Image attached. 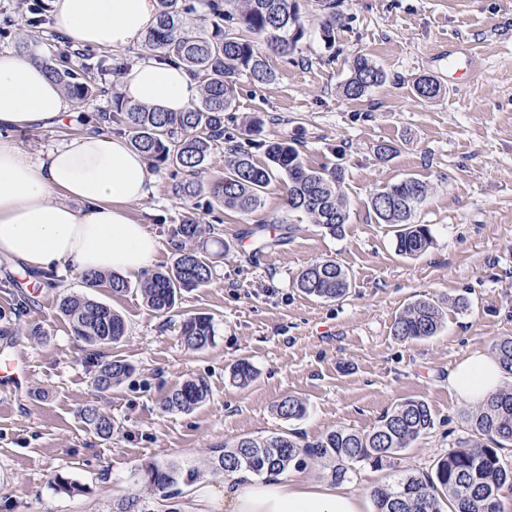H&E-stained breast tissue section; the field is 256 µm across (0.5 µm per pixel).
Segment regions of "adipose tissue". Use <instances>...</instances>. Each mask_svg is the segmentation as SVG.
<instances>
[{"label":"adipose tissue","instance_id":"obj_1","mask_svg":"<svg viewBox=\"0 0 512 512\" xmlns=\"http://www.w3.org/2000/svg\"><path fill=\"white\" fill-rule=\"evenodd\" d=\"M53 29L72 44L109 51L136 45L155 26L158 0H52ZM201 84L185 66L153 58L119 78L124 104L182 112ZM69 104L37 50L0 51V255L32 272L71 269L135 277L154 262L158 242L131 204L153 194L156 176L124 135L86 131L31 159L16 136L63 124ZM503 369L486 352L465 356L449 387L478 404L499 391ZM203 512H369L340 484L303 479H225Z\"/></svg>","mask_w":512,"mask_h":512}]
</instances>
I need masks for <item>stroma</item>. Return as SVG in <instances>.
<instances>
[{"instance_id":"stroma-1","label":"stroma","mask_w":512,"mask_h":512,"mask_svg":"<svg viewBox=\"0 0 512 512\" xmlns=\"http://www.w3.org/2000/svg\"><path fill=\"white\" fill-rule=\"evenodd\" d=\"M306 36L289 58L268 55L275 82L238 83L236 134L250 117L264 118L263 139H285L307 167L339 166L349 220L333 237L301 211L288 210L282 181H273L248 215L194 212L213 226L227 250L211 280L185 292L174 311L159 314L144 303L141 278L113 293L108 283L89 287L67 271L44 288L14 259L0 257V356L16 357L21 385L0 382V512H107L134 493L129 475L151 462L192 464L207 448L243 436L294 432L304 441L336 428L369 430L406 399L425 401L434 425L411 448L383 466L358 465L345 485L369 495L403 472H427L459 441L471 438V405L448 387L449 370L464 356L490 351L512 336V0H345L335 48H325L318 0H299ZM464 44L465 66L452 70L443 53ZM370 58L385 82L358 100L342 86L355 55ZM143 44L109 54V69L95 73L99 94L81 108L91 118L111 111L119 68L145 58ZM440 86L419 99L416 79ZM393 146L379 157L380 145ZM153 195L132 204L158 236L152 271L177 256L174 228L188 209L173 186L186 172L158 167ZM406 177L429 187L417 212L433 242L416 258L397 254L390 225L379 223L375 192ZM266 224L274 248L252 259L248 231ZM331 259L349 274L342 299L324 301L300 292L294 281L310 263ZM87 296L123 318V339L91 346L74 336L58 302ZM31 305L15 318L17 300ZM463 298L467 306L453 307ZM445 300L444 321L433 337L404 342L393 324L409 304ZM205 313L215 339L206 350L181 340L184 320ZM104 356L129 361L133 374L112 390L94 383ZM250 362L254 381L239 387L235 363ZM209 386L205 402L169 411L165 397L189 378ZM294 395L307 406L298 421L281 420L274 406ZM99 407L114 430L104 439L81 411ZM64 476L83 493L55 492Z\"/></svg>"}]
</instances>
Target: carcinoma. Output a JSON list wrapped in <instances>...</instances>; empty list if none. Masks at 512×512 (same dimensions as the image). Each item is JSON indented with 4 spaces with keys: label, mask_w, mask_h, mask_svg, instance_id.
<instances>
[{
    "label": "carcinoma",
    "mask_w": 512,
    "mask_h": 512,
    "mask_svg": "<svg viewBox=\"0 0 512 512\" xmlns=\"http://www.w3.org/2000/svg\"><path fill=\"white\" fill-rule=\"evenodd\" d=\"M158 20L145 35V48L162 61L179 63L201 79V95L186 112H157L145 106L126 107L115 103L112 111L99 113L103 124L130 135L131 145L157 166L174 167L192 175L175 184L179 198L192 206L203 187L195 175L207 168L213 154L224 153V173L208 184L209 206H223L243 215L255 211L272 181L286 185V205L302 211L328 234H342L349 214L341 192L342 169H309L303 165L299 150L284 139L246 142L238 140L225 122L233 117L237 83L243 75L266 84L276 79L268 66L269 54L288 56L305 35L297 0H158ZM208 9L209 27L196 31L185 25L184 18L198 6ZM341 0H322L324 17L320 39L325 47L336 43V29L341 26ZM48 23L46 5L32 0L27 26L40 30ZM106 67L105 59L96 64H75L70 52L58 56V63L48 67L51 79L61 85L77 107H82L93 92L89 73ZM385 81V73L371 59L359 55L350 65V77L342 86L345 97L356 100ZM416 95L432 99L440 91L437 83L423 77L414 85ZM263 150L266 163L254 161L252 149ZM426 183L407 177L385 186L372 197V209L382 224L395 227L394 243L399 255L408 258L425 253L432 244L430 225L414 221L426 199ZM206 229L188 213L174 230L178 257L171 269L149 276L140 291L146 305L166 314L176 305L182 292L197 288L212 278L213 262L195 249L183 248L186 241L208 244ZM93 287L108 279L114 293L127 288L116 274L83 275ZM299 290L324 300H339L349 289L347 272L332 260L316 261L299 273ZM59 311L71 324L75 336L85 343L108 345L125 335L122 317L111 307L80 296H66ZM442 326V310L430 299L410 304L396 318L393 334L410 342L430 338ZM184 343L191 349L204 350L214 340L212 318L200 314L185 320L181 328ZM493 353L503 369L512 373V336H503L493 345ZM133 366L124 359L110 358L98 363L94 382L97 389L108 391L128 377ZM233 381L245 386L255 372L246 361L232 372ZM209 395L202 378H189L165 399L168 410L191 411ZM276 414L286 421L302 419L307 412L304 401L288 395L275 405ZM476 440L458 443L457 448L441 457L426 473H405L374 491L377 512H442L441 502H452L455 512H500V497L512 494V468L505 466L500 450L512 447V388H506L475 406L468 414ZM84 422L101 437L112 435V418L97 407L82 411ZM433 426L428 404L407 399L386 411L373 429L356 431L338 428L320 438L300 442L297 436L274 433L245 436L232 444L216 445L203 459V467L177 462L150 463L130 475L134 485L147 488L148 494H133L116 500L107 512H181L177 501L180 484L197 480L201 471L229 476L237 472L278 475L291 466L310 461L319 463L333 481L350 478L353 466L368 463L379 467L409 448Z\"/></svg>",
    "instance_id": "carcinoma-1"
}]
</instances>
